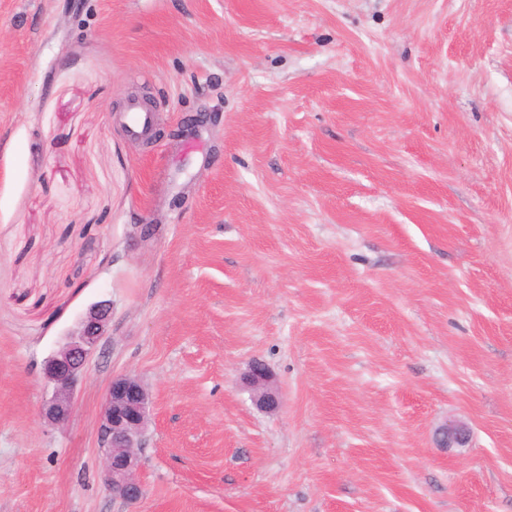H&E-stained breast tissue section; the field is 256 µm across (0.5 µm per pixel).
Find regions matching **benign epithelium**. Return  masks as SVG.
<instances>
[{
	"label": "benign epithelium",
	"instance_id": "7a95c632",
	"mask_svg": "<svg viewBox=\"0 0 512 512\" xmlns=\"http://www.w3.org/2000/svg\"><path fill=\"white\" fill-rule=\"evenodd\" d=\"M109 304L92 306L82 318L77 331L67 337L61 348L42 367L46 382L52 387L41 413L52 424L66 423L74 409V391L91 356L99 348L110 319ZM242 381L254 391L256 404L267 411L279 406L277 392L270 385L266 367L253 363ZM149 393L134 376L112 378L100 417L97 441L104 454V482L112 494L127 503L137 501L142 487L137 480L139 451L144 447V432L149 416ZM442 442L451 447L465 445L470 436L468 425L451 420L437 430Z\"/></svg>",
	"mask_w": 512,
	"mask_h": 512
}]
</instances>
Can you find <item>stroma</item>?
<instances>
[{
	"instance_id": "1",
	"label": "stroma",
	"mask_w": 512,
	"mask_h": 512,
	"mask_svg": "<svg viewBox=\"0 0 512 512\" xmlns=\"http://www.w3.org/2000/svg\"><path fill=\"white\" fill-rule=\"evenodd\" d=\"M0 512H512V0H0ZM125 120L131 136L139 138L152 126L153 113L140 106L133 105L125 113ZM109 304L92 306L82 318L77 331L67 337L61 348L42 367L46 382L52 387L41 413L52 424L66 423L74 409V391L91 356L99 348L110 319ZM242 381L254 391L256 404L267 411H274L279 406L277 392L270 385V376L266 367L261 363H253ZM149 393L134 376L112 378L100 417L97 441L104 454V482L112 494L127 503L137 501L139 451L149 416ZM436 435L442 436L445 446H464L469 440L470 429L463 421L451 420L438 428Z\"/></svg>"
}]
</instances>
